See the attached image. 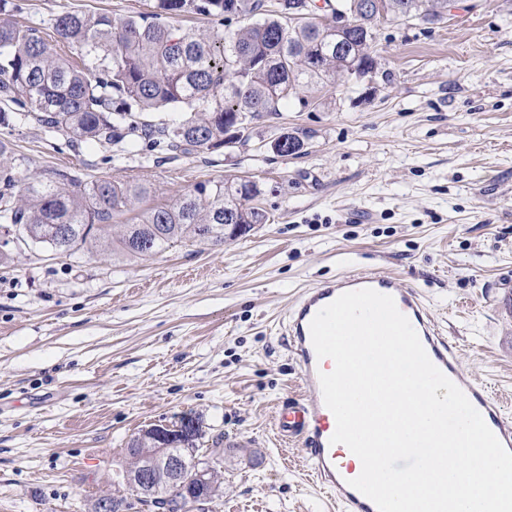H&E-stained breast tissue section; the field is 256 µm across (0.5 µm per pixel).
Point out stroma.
I'll use <instances>...</instances> for the list:
<instances>
[{"label": "stroma", "instance_id": "35a3bbf8", "mask_svg": "<svg viewBox=\"0 0 512 512\" xmlns=\"http://www.w3.org/2000/svg\"><path fill=\"white\" fill-rule=\"evenodd\" d=\"M425 24L380 25L375 74L326 79L233 147L169 154L97 143L74 155L0 126L28 168L147 183L149 205L248 178L268 215L221 246L146 259L40 246L0 265V512H86L123 490L132 436L193 411L224 451L210 512H340L312 483L275 406L298 397L285 316L356 261L418 289L462 368L512 414V0H458ZM149 0H23L20 21L67 11L120 20ZM299 153L272 149L283 133ZM234 448H226V441Z\"/></svg>", "mask_w": 512, "mask_h": 512}]
</instances>
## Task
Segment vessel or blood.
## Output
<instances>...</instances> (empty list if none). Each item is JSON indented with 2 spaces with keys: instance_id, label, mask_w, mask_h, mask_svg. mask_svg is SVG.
Here are the masks:
<instances>
[{
  "instance_id": "obj_1",
  "label": "vessel or blood",
  "mask_w": 512,
  "mask_h": 512,
  "mask_svg": "<svg viewBox=\"0 0 512 512\" xmlns=\"http://www.w3.org/2000/svg\"><path fill=\"white\" fill-rule=\"evenodd\" d=\"M371 288L392 296L399 311L417 331L430 360L468 397L502 445L512 451V418L491 390L464 372L457 360L456 344L440 333L422 294L400 285L396 279L354 266L336 279L323 281L305 290L288 314L287 348L295 360L304 395L282 404L276 427L282 437L301 441L304 461L320 488L336 497L345 512H378L375 503L352 488L357 472L342 461L341 445L332 443L336 429L333 413L324 403L319 376L331 372L330 359L318 358L310 335V323L317 312L347 291Z\"/></svg>"
}]
</instances>
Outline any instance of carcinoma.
I'll list each match as a JSON object with an SVG mask.
<instances>
[{"instance_id":"cac0c4a2","label":"carcinoma","mask_w":512,"mask_h":512,"mask_svg":"<svg viewBox=\"0 0 512 512\" xmlns=\"http://www.w3.org/2000/svg\"><path fill=\"white\" fill-rule=\"evenodd\" d=\"M303 0H283L284 20L263 12V0H155L150 13L115 23L107 13L64 12L45 32L0 19V125L33 124L68 145L109 143L173 153L214 151L228 139L240 141L256 118L276 115L300 89L336 74L376 67L371 52L378 25L399 17L431 23L448 14L451 0H340L353 25L313 7L290 10ZM196 15L216 22L184 31L171 20ZM245 24L224 34V18ZM275 141L281 156L301 149L295 135ZM143 182H88L80 169L20 172L0 141V226L17 224L27 243L72 254L90 245L115 257H151L176 243L222 244L227 223L253 227L268 221L254 205L262 194L256 181L199 182L170 205L141 211L125 224L126 212L149 196ZM181 434L167 443L150 429L133 437L127 467L174 454L193 482H203L209 499L221 488V464L200 455L199 417L179 416ZM163 499L137 502L149 512L177 500L173 488Z\"/></svg>"}]
</instances>
